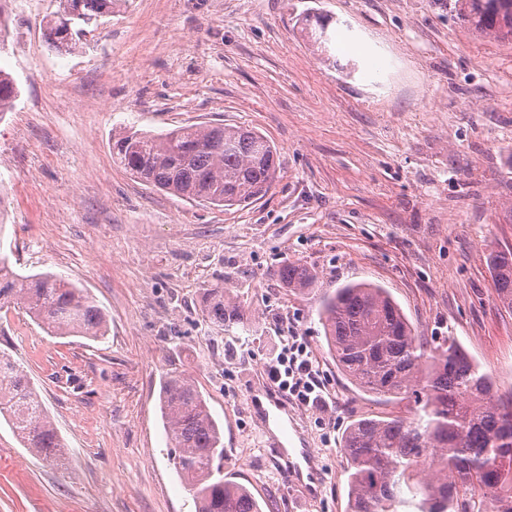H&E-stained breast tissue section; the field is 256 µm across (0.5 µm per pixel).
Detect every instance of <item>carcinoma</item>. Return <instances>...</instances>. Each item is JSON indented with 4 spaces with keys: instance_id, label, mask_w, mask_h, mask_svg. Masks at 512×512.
I'll list each match as a JSON object with an SVG mask.
<instances>
[{
    "instance_id": "1",
    "label": "carcinoma",
    "mask_w": 512,
    "mask_h": 512,
    "mask_svg": "<svg viewBox=\"0 0 512 512\" xmlns=\"http://www.w3.org/2000/svg\"><path fill=\"white\" fill-rule=\"evenodd\" d=\"M472 27L512 41V0H461ZM113 0H66L45 26L47 43L72 45L68 29L112 12ZM18 88L0 70V112ZM112 160L139 181L191 201L233 206L271 188L277 151L260 133L240 126L190 125L166 133L125 131L112 137ZM497 301L512 310V249L487 255ZM289 291L312 290L317 276L288 262L278 271ZM21 302L45 331L101 339L104 311L86 289L49 273L18 276L0 257V307ZM202 314L224 328V289L204 292ZM338 368L359 390L409 404L408 416L361 418L341 440L347 462L349 512H512V391H499L451 336H419L390 294L378 285L350 283L327 296L319 311ZM170 460L198 512H261L244 485L224 477V433L194 381L172 373L160 393ZM0 416L24 447L43 461L64 456L27 374L0 354Z\"/></svg>"
}]
</instances>
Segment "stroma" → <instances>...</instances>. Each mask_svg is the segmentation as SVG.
I'll return each instance as SVG.
<instances>
[{
	"label": "stroma",
	"instance_id": "stroma-1",
	"mask_svg": "<svg viewBox=\"0 0 512 512\" xmlns=\"http://www.w3.org/2000/svg\"><path fill=\"white\" fill-rule=\"evenodd\" d=\"M61 0H0V69L19 95L0 115V253L51 272L105 311L100 340L44 332L0 309V352L28 374L64 464L0 418V512H196L170 460L160 385L186 372L224 431V475L262 512H347L341 436L406 404L356 388L318 311L351 282L385 288L423 336H453L512 388V312L490 249L512 248V43L478 33L457 0H119L69 51L46 22ZM330 21L328 52L307 31ZM223 123L280 153L269 192L204 206L139 182L113 134ZM317 272L308 294L283 263ZM224 290L229 323L201 315ZM308 344L332 403L292 401L315 480L290 482L265 368L280 337ZM278 277L289 291L299 294L310 292L317 279L312 268L296 262L283 264L279 268ZM226 309L224 310L223 288H208L204 292L202 314L205 321L213 327L224 330L226 322Z\"/></svg>",
	"mask_w": 512,
	"mask_h": 512
}]
</instances>
